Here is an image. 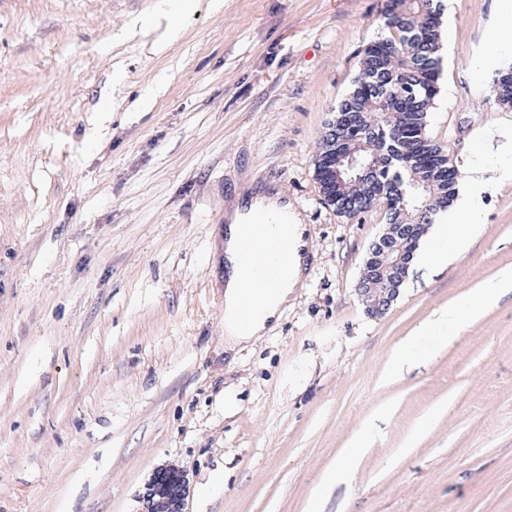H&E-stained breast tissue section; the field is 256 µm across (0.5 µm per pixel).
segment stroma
Returning a JSON list of instances; mask_svg holds the SVG:
<instances>
[{
  "label": "stroma",
  "instance_id": "35a3bbf8",
  "mask_svg": "<svg viewBox=\"0 0 512 512\" xmlns=\"http://www.w3.org/2000/svg\"><path fill=\"white\" fill-rule=\"evenodd\" d=\"M156 2L0 0V512H139L167 464L189 512H512V293L389 374L512 269V186L371 317L355 288L385 208L339 217L314 176L386 0H197L172 38L135 25ZM498 7L452 0L443 21L427 134L456 164L508 113L474 68ZM248 183L302 213L310 270L229 363L224 203ZM510 292L512 271L506 270L483 288L468 293L460 302L443 309L438 317L427 323L420 332L399 343L392 351V364L399 368L419 359L423 341L428 336H434L444 342L460 336L471 319L493 307Z\"/></svg>",
  "mask_w": 512,
  "mask_h": 512
}]
</instances>
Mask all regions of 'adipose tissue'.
I'll return each mask as SVG.
<instances>
[{"instance_id":"obj_1","label":"adipose tissue","mask_w":512,"mask_h":512,"mask_svg":"<svg viewBox=\"0 0 512 512\" xmlns=\"http://www.w3.org/2000/svg\"><path fill=\"white\" fill-rule=\"evenodd\" d=\"M507 54H512V0H501L495 26L479 59L490 66ZM471 141L460 165L462 191L448 210L438 212L427 234L428 246L415 255L417 262L436 265L463 249L480 230L485 196L512 185V123L503 121L475 130ZM224 216V348L229 351L259 340L281 317L304 280L310 243L302 214L278 190L242 186L228 201ZM272 221L288 225L289 260L272 279L257 276L252 283H245L247 262H264L268 250L266 239L244 233L243 227ZM511 292L512 271L506 270L399 343L392 351V364L401 367L419 359L427 337L445 342L460 336L471 319Z\"/></svg>"}]
</instances>
